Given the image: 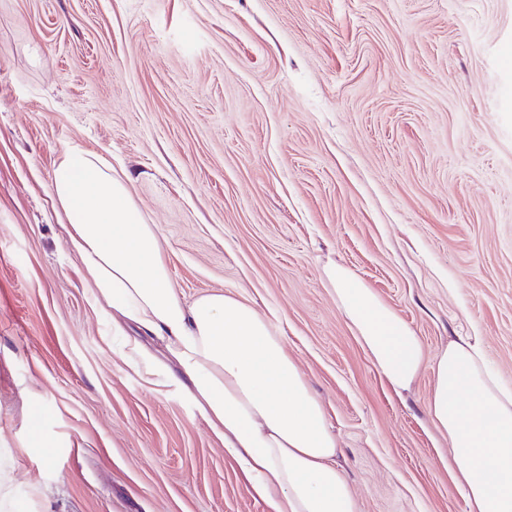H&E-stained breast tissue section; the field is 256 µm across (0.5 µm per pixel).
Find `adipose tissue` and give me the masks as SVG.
Here are the masks:
<instances>
[{
	"mask_svg": "<svg viewBox=\"0 0 512 512\" xmlns=\"http://www.w3.org/2000/svg\"><path fill=\"white\" fill-rule=\"evenodd\" d=\"M51 193L91 301L114 312L124 362L159 395L182 389L267 512H359L323 406L273 321L231 293L182 299L128 177L102 157L66 151ZM322 276L380 374L408 390L426 364L419 337L344 266L329 263ZM129 326L163 341L165 359L125 338ZM431 366L429 417L448 438V469L468 512H512V390L476 342H450Z\"/></svg>",
	"mask_w": 512,
	"mask_h": 512,
	"instance_id": "adipose-tissue-1",
	"label": "adipose tissue"
}]
</instances>
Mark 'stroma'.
<instances>
[{
  "label": "stroma",
  "instance_id": "1",
  "mask_svg": "<svg viewBox=\"0 0 512 512\" xmlns=\"http://www.w3.org/2000/svg\"><path fill=\"white\" fill-rule=\"evenodd\" d=\"M131 177L184 299L274 313L361 512H467L426 401L474 336L512 388V0H0V512H266L113 350L49 194ZM420 337L396 393L322 279Z\"/></svg>",
  "mask_w": 512,
  "mask_h": 512
}]
</instances>
